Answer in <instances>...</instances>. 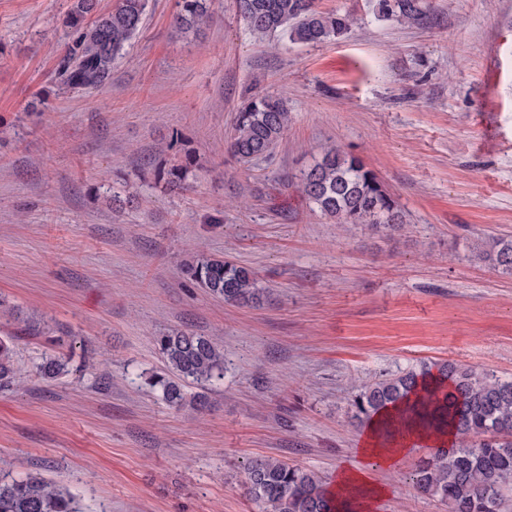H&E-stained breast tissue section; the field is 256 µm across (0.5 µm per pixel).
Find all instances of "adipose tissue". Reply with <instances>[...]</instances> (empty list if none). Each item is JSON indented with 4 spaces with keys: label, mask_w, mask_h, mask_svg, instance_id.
<instances>
[{
    "label": "adipose tissue",
    "mask_w": 512,
    "mask_h": 512,
    "mask_svg": "<svg viewBox=\"0 0 512 512\" xmlns=\"http://www.w3.org/2000/svg\"><path fill=\"white\" fill-rule=\"evenodd\" d=\"M418 402V397H411L406 403L388 409L371 420L360 440L361 465L347 466L337 471L330 486L339 512H371L374 503L385 495V487L371 480L373 465L379 464L392 470L413 444L441 448L453 443V434L436 437L426 434L418 425L409 422L398 424V417L404 416Z\"/></svg>",
    "instance_id": "obj_1"
}]
</instances>
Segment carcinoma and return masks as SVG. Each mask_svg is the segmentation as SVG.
<instances>
[{
	"mask_svg": "<svg viewBox=\"0 0 512 512\" xmlns=\"http://www.w3.org/2000/svg\"><path fill=\"white\" fill-rule=\"evenodd\" d=\"M149 0H115L108 9L99 0H73L66 18L68 41L55 76L69 91H102L112 80L115 61L141 31ZM237 14L261 36L292 43L317 44L348 31L347 15L320 10L318 0H234ZM213 0H178L172 26L196 30L211 18ZM378 13L400 24L422 25L423 0H378ZM281 94L245 99L234 117L228 152L241 164L270 155L290 123ZM188 168L174 166L167 182L187 186ZM301 191L319 211L338 224H366L398 231L403 213L378 175L357 156L332 146L322 160L301 173ZM477 259L512 275V236L492 239ZM193 280L226 304L256 307L265 297L255 271L224 258L201 256L187 264ZM165 371L150 386L160 388L168 406L180 409L206 403V395L187 399L185 388H204L224 378V351L208 336L172 331L156 338ZM13 345L0 339V387L15 375ZM69 359L45 357L37 367L42 379L68 373ZM445 387L422 390L432 378ZM423 393L419 424L429 434L451 430L457 442L434 449L415 469L416 489L436 499L446 512H504L512 502V378L451 361L422 363L398 375L364 385L351 400L352 418L366 425L378 412ZM247 494L260 512H337L326 482L317 473L285 461L257 457L248 462ZM0 512H79L70 492L39 474L0 477Z\"/></svg>",
	"mask_w": 512,
	"mask_h": 512,
	"instance_id": "cac0c4a2",
	"label": "carcinoma"
}]
</instances>
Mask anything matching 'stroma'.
I'll return each mask as SVG.
<instances>
[{"mask_svg":"<svg viewBox=\"0 0 512 512\" xmlns=\"http://www.w3.org/2000/svg\"><path fill=\"white\" fill-rule=\"evenodd\" d=\"M176 3L149 0L106 89L61 93L72 0H0V297L43 327L0 318L21 374L0 390V475L41 474L82 512H258L249 459L328 481L357 460L352 387L445 360L512 377V275L474 257L512 235V0H426L420 26L378 18L377 0H319L350 32L286 46L232 0L175 32ZM265 93L291 122L243 165L226 149L236 108ZM331 145L378 174L403 230L308 202L298 177ZM187 159L188 190H170ZM104 181L121 208L93 199ZM200 255L254 269L264 305L193 284ZM173 330L224 349L205 411L145 383ZM59 353L69 374L37 377ZM426 454L372 470L388 489L373 512H444L414 487Z\"/></svg>","mask_w":512,"mask_h":512,"instance_id":"stroma-1","label":"stroma"}]
</instances>
